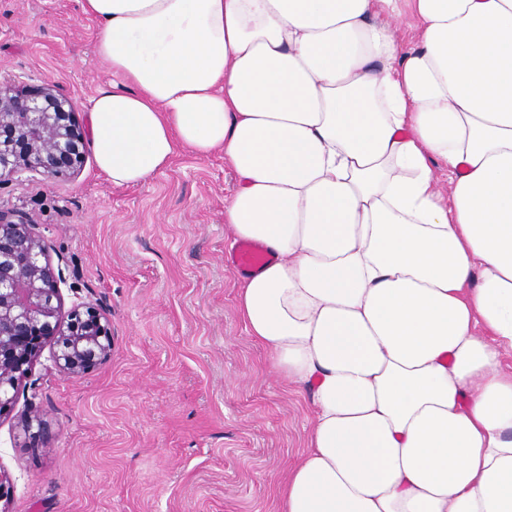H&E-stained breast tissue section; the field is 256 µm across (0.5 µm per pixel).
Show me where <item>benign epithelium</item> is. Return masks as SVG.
Segmentation results:
<instances>
[{
	"label": "benign epithelium",
	"instance_id": "1",
	"mask_svg": "<svg viewBox=\"0 0 512 512\" xmlns=\"http://www.w3.org/2000/svg\"><path fill=\"white\" fill-rule=\"evenodd\" d=\"M71 98L49 84L0 81V177L25 172L56 176L81 166L87 134ZM47 247L31 218L0 209V413L41 350L53 348L59 370L78 377L105 361L112 350L107 316L91 304L62 314L59 283ZM38 426L44 447L51 437L37 411L24 427Z\"/></svg>",
	"mask_w": 512,
	"mask_h": 512
}]
</instances>
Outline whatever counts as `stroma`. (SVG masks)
<instances>
[{
    "label": "stroma",
    "instance_id": "1",
    "mask_svg": "<svg viewBox=\"0 0 512 512\" xmlns=\"http://www.w3.org/2000/svg\"><path fill=\"white\" fill-rule=\"evenodd\" d=\"M77 0H0V76L49 83L89 122L112 73ZM223 151H184L147 182L118 187L93 151L80 171L0 181V208L30 216L63 276L64 309L112 324V354L59 371L44 347L0 414V512H276L307 447L310 409L249 335L225 255ZM39 411L43 448L20 421Z\"/></svg>",
    "mask_w": 512,
    "mask_h": 512
}]
</instances>
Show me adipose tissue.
Listing matches in <instances>:
<instances>
[{"label":"adipose tissue","mask_w":512,"mask_h":512,"mask_svg":"<svg viewBox=\"0 0 512 512\" xmlns=\"http://www.w3.org/2000/svg\"><path fill=\"white\" fill-rule=\"evenodd\" d=\"M77 2L99 169L223 150L272 256L237 302L309 397L279 512H512V0Z\"/></svg>","instance_id":"adipose-tissue-1"}]
</instances>
